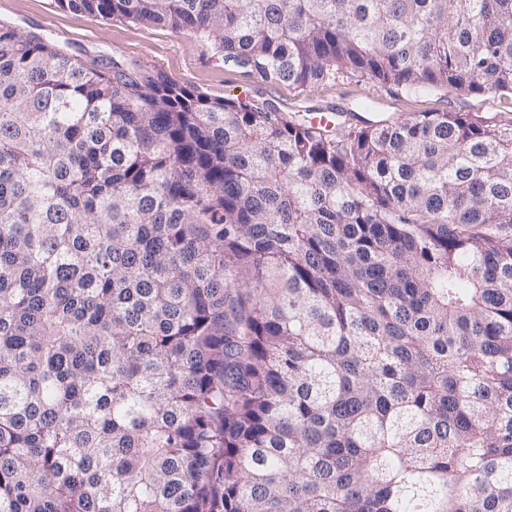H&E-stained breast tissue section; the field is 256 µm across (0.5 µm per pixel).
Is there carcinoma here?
<instances>
[{"instance_id": "carcinoma-1", "label": "carcinoma", "mask_w": 512, "mask_h": 512, "mask_svg": "<svg viewBox=\"0 0 512 512\" xmlns=\"http://www.w3.org/2000/svg\"><path fill=\"white\" fill-rule=\"evenodd\" d=\"M54 2L512 100V0ZM0 512H512V118L339 131L0 22Z\"/></svg>"}]
</instances>
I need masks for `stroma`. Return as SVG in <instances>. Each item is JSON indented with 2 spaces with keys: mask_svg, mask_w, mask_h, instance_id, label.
<instances>
[{
  "mask_svg": "<svg viewBox=\"0 0 512 512\" xmlns=\"http://www.w3.org/2000/svg\"><path fill=\"white\" fill-rule=\"evenodd\" d=\"M0 22L44 35L78 59L108 61L120 56L160 69L210 97L243 102L266 98L283 112L343 110L378 120L414 112L504 116L512 110V102L491 95H459L449 90L408 95L360 77L303 87L268 85L243 69L224 64L209 43L192 34L61 10L53 0H0Z\"/></svg>",
  "mask_w": 512,
  "mask_h": 512,
  "instance_id": "1",
  "label": "stroma"
}]
</instances>
